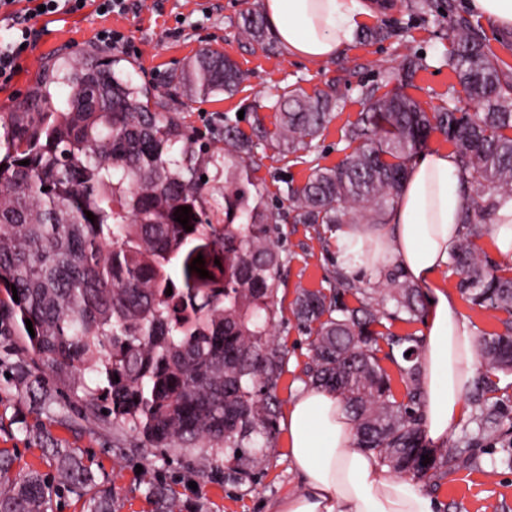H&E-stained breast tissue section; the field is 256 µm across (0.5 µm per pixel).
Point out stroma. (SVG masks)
I'll use <instances>...</instances> for the list:
<instances>
[{"label": "stroma", "instance_id": "obj_1", "mask_svg": "<svg viewBox=\"0 0 512 512\" xmlns=\"http://www.w3.org/2000/svg\"><path fill=\"white\" fill-rule=\"evenodd\" d=\"M388 2V8L365 16L361 25L366 32L384 28L387 38L352 40L334 59L322 64L285 57L271 39L261 47L245 44L235 23L255 0H145L136 13L101 16L90 5L75 14L42 16L36 20L42 30L40 38L25 54L11 85L0 89V126L10 125L12 112L29 99L47 60L88 49L115 55V48L98 39L99 31L108 28L122 31L134 47L126 55L133 81L157 88L169 108L181 113L186 125L204 136L220 115H238L255 97H275L294 83L309 92L334 83L341 107L319 137L316 151L296 156L266 149L254 172L268 206L282 208L286 202L280 194V175L301 182L313 166L335 165L351 153L344 132L363 111L366 88H375L381 95L403 89L428 109L447 100L455 78L444 60L450 48L446 32L455 20L470 17L465 0H453L455 9L447 14L438 10L441 0H430L432 8L423 16L412 14L407 0ZM470 19L512 72V35L503 36L483 19ZM203 47L229 55L239 64L247 76L239 93L194 102L169 90L168 76ZM412 52L425 55L430 68L417 72L405 84L401 64ZM283 230L293 255L287 285L279 291L282 316L287 319L296 288L326 287L336 254L308 225L287 224ZM281 339L288 348V371L277 392L287 403L302 388L298 375L309 350L306 336L295 328L282 330ZM493 381L495 392L473 386L466 403L472 410L478 400L496 402L495 431L480 434L469 417L461 418L452 436L466 441L469 457L449 469L438 487L430 489L439 512H512V467L503 462L512 446V372L497 374ZM286 432V426H279L273 463L252 487L230 486L220 478H199L197 467L207 462L223 467V456L208 448L147 447L128 428L94 415L82 391L56 383L48 370L33 362L11 323H0V450L13 457L14 473L36 470L54 474L50 451L63 448L90 466L97 481L111 483L117 512H150L146 490L153 479L173 485L182 512H266L268 503L286 495L298 482L286 457Z\"/></svg>", "mask_w": 512, "mask_h": 512}]
</instances>
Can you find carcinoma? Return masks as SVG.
Instances as JSON below:
<instances>
[{
    "label": "carcinoma",
    "instance_id": "1",
    "mask_svg": "<svg viewBox=\"0 0 512 512\" xmlns=\"http://www.w3.org/2000/svg\"><path fill=\"white\" fill-rule=\"evenodd\" d=\"M237 28L249 45H264L259 8L242 14ZM447 36L448 66L477 111L451 97L428 114L401 91L367 89L365 112L345 130L354 151L334 166H314L302 184L281 179V194L286 219L316 231L384 224L418 147L433 132L452 140L473 192L449 254L455 288L472 305L507 314L501 331L479 342L487 378L512 372V267L482 259L476 244L486 221L512 202V83L466 20ZM122 61L90 51L53 60L33 92L37 115L17 116L24 130L0 157V321L32 322L34 333L22 327L28 350L58 380L81 387L87 374L104 378L89 404L103 403L149 447L222 449L224 481L252 485L270 466L282 415L277 385L288 348L277 331V298L292 259L253 171L269 146L311 152L337 107L336 91L297 86L269 106L255 101L252 110L275 112L273 131L257 117L247 133L222 115L224 153L215 155L150 88L134 83ZM170 82L189 97H232L245 74L232 58L202 48ZM61 86L64 98L53 93ZM179 207L191 208L190 232L175 221ZM199 255L206 278L188 270ZM328 284L298 288L290 303L295 327L309 335L301 381L340 396L355 447L397 474L440 479L466 452L464 441L422 445L423 337L384 323L422 320L419 288L396 266L377 288L339 265ZM385 360L403 384L399 398ZM51 454L60 480L92 482L65 449ZM12 465L0 452V512H49L50 481L37 471L12 477ZM146 498L152 512H176L166 487L151 486ZM88 510L115 512L112 490L97 491Z\"/></svg>",
    "mask_w": 512,
    "mask_h": 512
}]
</instances>
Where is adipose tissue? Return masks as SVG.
I'll list each match as a JSON object with an SVG mask.
<instances>
[{"label":"adipose tissue","mask_w":512,"mask_h":512,"mask_svg":"<svg viewBox=\"0 0 512 512\" xmlns=\"http://www.w3.org/2000/svg\"><path fill=\"white\" fill-rule=\"evenodd\" d=\"M262 11L288 57L321 64L351 42L358 17L370 13L371 5L369 0H262ZM467 202L456 154L431 149L409 163L386 224L376 231L343 224L331 236L347 272L396 266L427 289L422 424L437 444L466 413L476 377L472 329L439 280ZM287 422V455L299 489L268 512H437V501L411 479L390 473L355 448L353 423L333 392L302 390L288 406Z\"/></svg>","instance_id":"1"}]
</instances>
